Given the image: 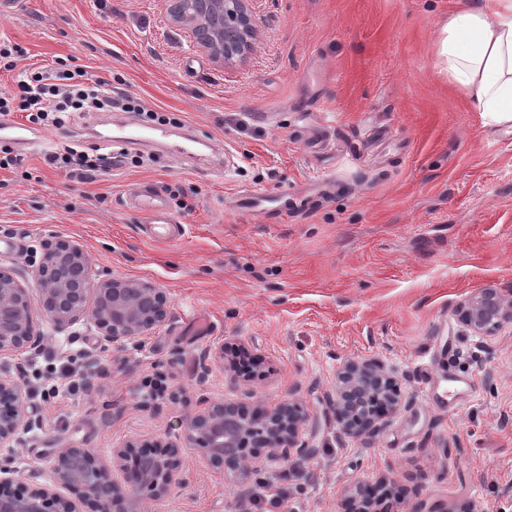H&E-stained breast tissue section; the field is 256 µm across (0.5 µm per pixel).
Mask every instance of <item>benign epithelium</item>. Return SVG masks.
<instances>
[{
  "label": "benign epithelium",
  "mask_w": 512,
  "mask_h": 512,
  "mask_svg": "<svg viewBox=\"0 0 512 512\" xmlns=\"http://www.w3.org/2000/svg\"><path fill=\"white\" fill-rule=\"evenodd\" d=\"M255 0H165L172 25L185 29L193 45L217 64L242 61L258 35ZM35 275L39 306L54 327L65 332L84 323L103 346L139 348L151 331L170 319L164 291L150 281L104 278L82 247L64 240H44ZM460 323L474 336H493L512 323V298L486 287L463 300ZM33 306L27 287L10 268L0 267V449L12 448L32 422L27 393L17 384L18 356L36 348L41 336L34 328ZM336 421L352 436L373 434L387 425L378 406H402L401 391L377 360L348 363L338 374ZM309 413L306 405L288 398L273 407L247 409L214 403L190 413L188 443L201 448L217 468L238 472L273 470L284 461L298 465L311 454L301 439ZM122 485L109 467L96 463L83 448H67L57 459L54 483L27 491L0 492V512H47L60 489L96 503L98 512H141L142 499H160L181 484L180 447L152 439L139 448L126 444L112 449V463L126 468Z\"/></svg>",
  "instance_id": "obj_1"
}]
</instances>
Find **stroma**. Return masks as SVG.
<instances>
[{
	"label": "stroma",
	"mask_w": 512,
	"mask_h": 512,
	"mask_svg": "<svg viewBox=\"0 0 512 512\" xmlns=\"http://www.w3.org/2000/svg\"><path fill=\"white\" fill-rule=\"evenodd\" d=\"M471 0H256L249 57L214 63L190 46L163 0H26L0 15V40L26 49L16 71L65 59L123 84L147 107L179 113L205 144L201 167L181 169L159 149L92 182L53 170L43 151L0 170V265L39 290L30 251L45 239L82 246L107 276L163 288L171 318L140 350L101 348L89 326L42 334L17 377L32 423L0 450L13 485L54 480L59 452L78 447L111 464L113 448L160 437L182 447L184 484L144 512H350L357 489L386 485L380 512H512V324L471 335L456 307L493 286L512 297V130L485 126L437 69L449 13ZM133 112H88L43 128L97 146ZM382 124L397 139L364 147ZM233 158L211 170L213 150ZM154 183L185 237L150 238L130 206ZM282 196L284 218L236 208L240 192ZM191 196L195 208L179 203ZM98 352L107 375L56 397V369ZM377 359L407 407L378 435L343 434L328 402L349 361ZM163 375L168 398L141 384ZM310 413L303 473L263 471L247 483L184 443L190 412L213 401Z\"/></svg>",
	"instance_id": "obj_1"
}]
</instances>
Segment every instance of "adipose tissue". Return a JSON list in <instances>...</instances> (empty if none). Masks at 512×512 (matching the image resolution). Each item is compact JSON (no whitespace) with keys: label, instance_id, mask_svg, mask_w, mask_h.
Returning a JSON list of instances; mask_svg holds the SVG:
<instances>
[{"label":"adipose tissue","instance_id":"ef3b65f1","mask_svg":"<svg viewBox=\"0 0 512 512\" xmlns=\"http://www.w3.org/2000/svg\"><path fill=\"white\" fill-rule=\"evenodd\" d=\"M437 65L486 124L512 126V0H475L451 13Z\"/></svg>","mask_w":512,"mask_h":512}]
</instances>
